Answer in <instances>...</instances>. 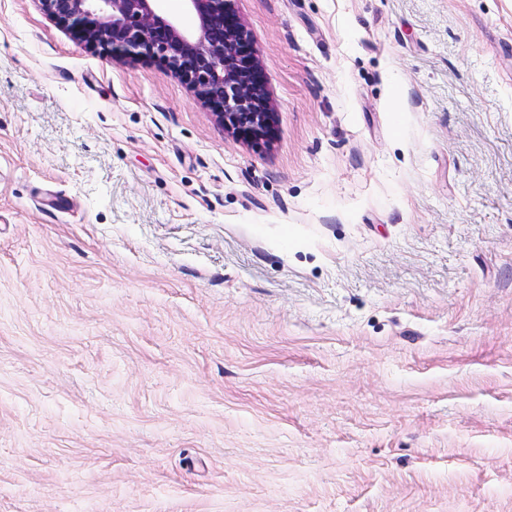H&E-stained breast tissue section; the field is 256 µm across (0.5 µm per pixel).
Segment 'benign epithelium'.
I'll return each instance as SVG.
<instances>
[{"label":"benign epithelium","instance_id":"obj_1","mask_svg":"<svg viewBox=\"0 0 512 512\" xmlns=\"http://www.w3.org/2000/svg\"><path fill=\"white\" fill-rule=\"evenodd\" d=\"M154 0H41L44 10L78 39L112 59H159L216 109L224 130L253 141L269 137L274 121L250 57L251 34L236 17L235 0H183L197 27L161 18Z\"/></svg>","mask_w":512,"mask_h":512}]
</instances>
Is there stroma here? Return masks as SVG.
I'll use <instances>...</instances> for the list:
<instances>
[{
  "label": "stroma",
  "mask_w": 512,
  "mask_h": 512,
  "mask_svg": "<svg viewBox=\"0 0 512 512\" xmlns=\"http://www.w3.org/2000/svg\"><path fill=\"white\" fill-rule=\"evenodd\" d=\"M275 112L0 0V512H512V0H236Z\"/></svg>",
  "instance_id": "1"
}]
</instances>
